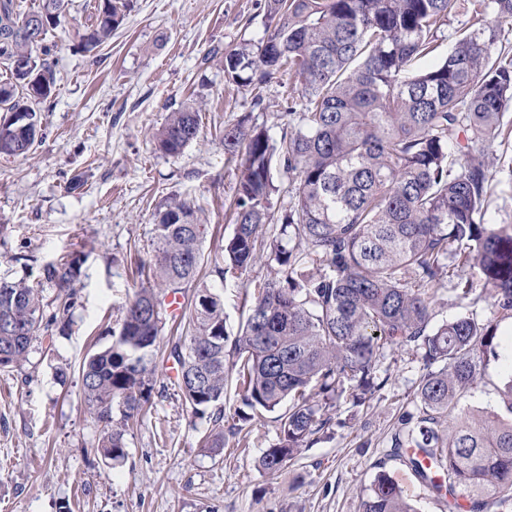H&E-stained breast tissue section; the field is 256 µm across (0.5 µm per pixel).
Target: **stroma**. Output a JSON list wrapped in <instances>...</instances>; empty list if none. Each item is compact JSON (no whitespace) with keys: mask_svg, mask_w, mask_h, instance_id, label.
I'll return each instance as SVG.
<instances>
[{"mask_svg":"<svg viewBox=\"0 0 512 512\" xmlns=\"http://www.w3.org/2000/svg\"><path fill=\"white\" fill-rule=\"evenodd\" d=\"M93 2L71 0L65 22L48 35L57 45V83L42 106L41 139L27 156H0V277L34 284L47 263L72 253L83 260L69 328L39 336L22 365L0 370V512H362L383 472L419 512H447L390 447L425 374L407 347L379 358L380 390L362 403L343 391L327 411L325 437L268 472L259 459L278 440L273 415L243 423L221 449L198 447L205 423L167 375L178 335L175 318L165 316L150 402L125 437V459L96 453L102 426L80 400V363L93 345L110 344L119 307L139 285L137 269L151 258L158 212L175 200L193 203L207 226L204 255L220 257L234 231L239 175L221 132L243 118L280 138L288 83L240 87L225 79L220 60L206 58L212 50L256 52L265 0H132L111 41L85 52L77 35L93 22ZM191 102L201 108L198 140L178 156L161 153L150 128ZM492 161L497 185L487 216L507 221L512 143ZM273 274L260 260L225 287L202 268V280L224 300L229 334L247 317L244 289ZM492 304L488 290L474 288L462 300L447 284L432 303L435 323L470 314L494 324L500 345L484 355L476 385L461 399L462 407L487 412L512 375V317L495 314Z\"/></svg>","mask_w":512,"mask_h":512,"instance_id":"35a3bbf8","label":"stroma"}]
</instances>
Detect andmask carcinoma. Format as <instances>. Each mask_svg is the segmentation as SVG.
Here are the masks:
<instances>
[{
  "instance_id": "obj_1",
  "label": "carcinoma",
  "mask_w": 512,
  "mask_h": 512,
  "mask_svg": "<svg viewBox=\"0 0 512 512\" xmlns=\"http://www.w3.org/2000/svg\"><path fill=\"white\" fill-rule=\"evenodd\" d=\"M69 2L39 0L32 9L25 0H0V156L28 155L41 134L39 105L55 90L47 35L62 24ZM476 2L445 60L418 73L412 66L434 51L435 34L459 0H265L256 55L224 52V75L236 83L261 87L279 75L294 83L280 140L242 121L222 131L224 154L241 158V168L235 229L215 273L224 283L237 279L264 256L275 273L255 288L232 337L221 296L198 288L185 335L171 345L173 385L192 415L211 424L199 447H224L232 379L239 420L279 412L278 443L259 459L262 469L279 470L329 426L311 391L334 396L347 382L356 391L382 387L373 381L375 363L397 345L421 351L426 373L391 447L415 450L409 464L447 499L448 512H486L491 501L512 508V375L502 411L460 407L480 359L499 345L496 331L470 314L432 326L434 289L445 278L464 297L481 285L495 312L512 316V224L486 219L495 187L488 159L512 140V51L492 52L499 33L483 22L489 10L512 21V0ZM93 8L95 23L81 38L86 51L112 38L131 3L95 0ZM17 60L28 69L16 68ZM28 116L36 128L24 125ZM199 131V109L185 105L153 137L175 157ZM277 161L292 200L263 255L269 201L279 191ZM205 230L187 201L159 212L152 258L139 270L144 284L126 297L112 344L84 359L80 396L103 425L96 451L106 459L126 456L128 422L152 391L148 356L166 298L199 279ZM82 264L75 254L43 267V283L57 291L49 315L41 290L0 277V351L10 355L1 368L26 361L40 331L64 328ZM458 489L468 494L465 506ZM362 512L419 510L381 474Z\"/></svg>"
}]
</instances>
